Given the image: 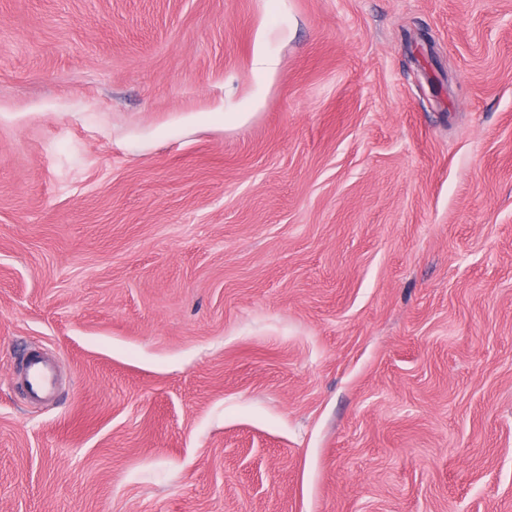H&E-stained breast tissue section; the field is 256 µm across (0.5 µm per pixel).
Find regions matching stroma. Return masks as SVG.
<instances>
[{"instance_id":"1","label":"stroma","mask_w":512,"mask_h":512,"mask_svg":"<svg viewBox=\"0 0 512 512\" xmlns=\"http://www.w3.org/2000/svg\"><path fill=\"white\" fill-rule=\"evenodd\" d=\"M0 512H512V0H0ZM22 362L26 371V392L30 398H41L55 390L56 377L52 367L34 354L33 349L23 354Z\"/></svg>"}]
</instances>
